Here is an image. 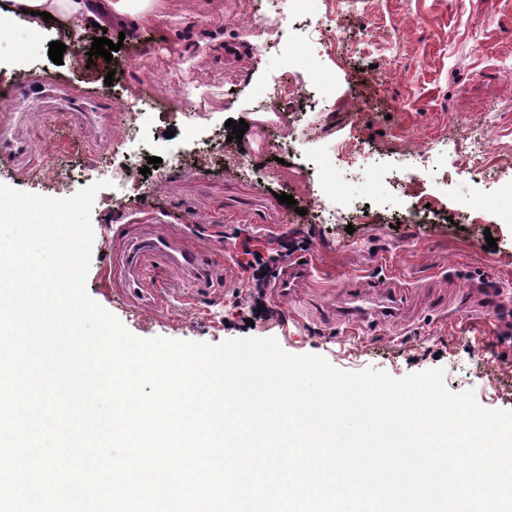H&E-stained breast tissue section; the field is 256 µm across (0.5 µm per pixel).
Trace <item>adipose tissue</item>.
<instances>
[{
	"label": "adipose tissue",
	"mask_w": 512,
	"mask_h": 512,
	"mask_svg": "<svg viewBox=\"0 0 512 512\" xmlns=\"http://www.w3.org/2000/svg\"><path fill=\"white\" fill-rule=\"evenodd\" d=\"M131 0H0V18H26L27 22L42 23L43 13H50L65 31H75L93 37L106 23L124 22L127 18L140 21L154 19V0H140L138 10H131Z\"/></svg>",
	"instance_id": "1"
}]
</instances>
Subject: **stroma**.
<instances>
[{"mask_svg": "<svg viewBox=\"0 0 512 512\" xmlns=\"http://www.w3.org/2000/svg\"><path fill=\"white\" fill-rule=\"evenodd\" d=\"M251 4L160 0L158 21L131 32L108 26L107 39L123 42L109 62L90 56L86 40L53 63L51 25L36 28L26 49L0 39V82L39 76L71 93L97 92L111 108L91 125L78 113L32 109L18 128L24 164L0 167V185L64 198L99 184L85 289L135 336L209 344L272 337L287 353L396 379L440 368L449 390L512 411V224L500 221L512 193L471 177L463 153L471 133L490 131L498 148L488 170L512 171V0H361L360 11L336 17L340 64L303 43L302 28L322 22L327 5L302 0L279 32L282 45L300 54L289 67L278 55H256L239 30ZM366 18L374 22L370 45L361 32ZM168 45L179 50L184 77L200 85L205 109L178 101L172 60L161 52ZM383 46L406 60L408 75L374 69ZM318 79L336 90L319 111L264 132L253 125L274 83ZM143 93L158 111L137 117L133 104ZM230 119L249 124L233 145ZM133 121L141 157L160 160L134 180L112 150ZM276 137L293 140L281 159L270 146ZM431 143L437 154L426 176L418 153ZM340 145L357 151L355 162L337 156ZM282 193L294 204L280 203ZM339 196L370 210L372 222L350 233L332 215L304 221L302 208ZM422 203L430 210L420 219ZM464 206L470 218H462ZM145 210L158 223H134ZM176 224L184 232L176 251L235 255L243 241L261 249L274 240L295 245L291 258L309 261L310 276L291 293H268L262 313L248 296L247 272L234 264L214 267L203 284L164 264L132 294L123 267L131 246ZM358 298L373 302L363 320L348 314Z\"/></svg>", "mask_w": 512, "mask_h": 512, "instance_id": "35a3bbf8", "label": "stroma"}]
</instances>
